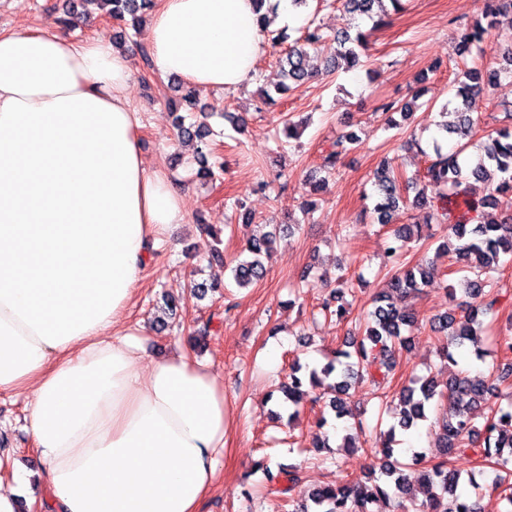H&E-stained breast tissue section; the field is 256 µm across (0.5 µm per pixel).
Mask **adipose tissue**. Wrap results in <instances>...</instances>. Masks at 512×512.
<instances>
[{
	"label": "adipose tissue",
	"mask_w": 512,
	"mask_h": 512,
	"mask_svg": "<svg viewBox=\"0 0 512 512\" xmlns=\"http://www.w3.org/2000/svg\"><path fill=\"white\" fill-rule=\"evenodd\" d=\"M153 67L249 83L254 0H161ZM127 54L60 29L0 32V393L28 392L52 512H201L224 467V386L181 352L145 361L125 325L184 196L150 170Z\"/></svg>",
	"instance_id": "ef3b65f1"
}]
</instances>
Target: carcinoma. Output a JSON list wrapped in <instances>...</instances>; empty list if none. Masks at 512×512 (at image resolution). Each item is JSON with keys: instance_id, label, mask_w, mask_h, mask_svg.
Segmentation results:
<instances>
[{"instance_id": "obj_1", "label": "carcinoma", "mask_w": 512, "mask_h": 512, "mask_svg": "<svg viewBox=\"0 0 512 512\" xmlns=\"http://www.w3.org/2000/svg\"><path fill=\"white\" fill-rule=\"evenodd\" d=\"M351 14L359 13L373 18L374 8L381 12L384 0H342ZM83 14L95 7L115 21L125 20V15L155 8V0H82ZM483 18L486 24L476 23L458 30V53L463 56L484 42L486 32L500 25L501 19L512 24V0H483ZM506 47L502 59L505 65L498 70L468 68L463 79L453 87V94L439 112L436 122L439 131L455 139V145L442 152L438 141H433L434 157L428 160L423 174L411 180L415 191L413 199L403 196L398 172L388 162L373 172V219L391 230L390 239L383 254V267L392 271L391 292H382L375 298L374 306L365 317L363 334L346 342L333 358L323 366L308 369L307 377L299 376L302 366L290 367L287 382L281 390L288 407H298L310 394L328 387V407L336 418L352 415L348 406L349 391L353 383L366 377L378 388H385L394 371L396 348L408 343L406 332L417 322V311L405 304L415 299L430 283L427 267L418 262L409 265L404 256L409 243L421 239L422 229L411 224H399L402 206L426 207L431 218L446 224L456 240L452 248L441 244L438 249L455 255V274H462L459 281L464 295L471 299L469 311L457 318L440 316L433 327L434 333L448 340L444 356L455 366L459 358L469 355L467 345L477 346L485 332L484 318L497 311L499 300L492 291L490 273L512 261V214L497 218V197L512 196V129L504 127L489 137L483 152L473 158L466 151L473 146L476 121L469 112L473 97L500 83L501 75L512 74V33L505 37ZM366 49V35L357 31L352 35L342 32L328 36L315 20H310L301 36L293 40L279 58L282 81L275 92L283 95L296 89L313 76L311 58L324 55L329 68L343 66L354 69L361 65ZM181 105L194 109L198 106V92L187 83L174 86ZM181 141L196 144L195 158L200 164L198 173L213 178L207 156L213 153L210 127L204 123L196 127L184 125L182 117H176ZM358 139L352 134L339 136L321 155V164L311 172L309 180L313 190L326 187L327 175L339 167L345 155L353 150ZM326 176H321V173ZM442 185L446 192L432 200L426 194L428 185ZM291 232L289 224H274L272 230L260 236L247 238L244 245L246 257L235 259L234 265L224 262V254L214 250L212 258L224 263L231 270L233 280L240 288H246L264 277L263 257L268 255L273 238L279 233ZM343 291L331 293L330 299L320 306L327 318L335 316L343 320L346 308L339 303ZM505 386L512 388V362L497 370L493 384L474 379L468 371L460 369L448 375L442 384L434 377H419L409 381L393 395L399 407L397 417L384 439L379 469L336 486L327 484L303 491V496L288 498L286 504L292 512H369V505L383 503L388 512H480L478 501L458 494L463 476L457 463L461 460L478 463L490 469L492 485L501 490L502 499L512 507V402L507 407L491 406L493 391ZM446 401L447 406L438 421V448L442 459L423 467L419 476L421 495L410 489V478L400 462L394 459L396 432H407L427 420V410L433 402ZM266 480L271 491L282 496L300 487L302 469L294 466L280 467L273 471L265 468Z\"/></svg>"}]
</instances>
